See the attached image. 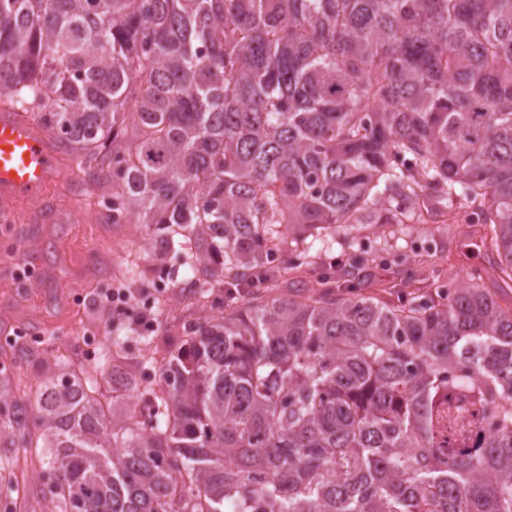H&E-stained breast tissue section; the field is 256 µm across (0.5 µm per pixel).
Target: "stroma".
Masks as SVG:
<instances>
[{"label": "stroma", "mask_w": 512, "mask_h": 512, "mask_svg": "<svg viewBox=\"0 0 512 512\" xmlns=\"http://www.w3.org/2000/svg\"><path fill=\"white\" fill-rule=\"evenodd\" d=\"M60 175L49 186L42 203L18 205L17 219L0 223V356L11 354L23 360L16 371L0 367V397L34 406L44 377L60 372L65 363L102 360L104 346L81 353L79 338L102 330L108 317L106 293L122 287L130 298L147 291L146 285L130 281L131 265L151 274L159 252L145 248L149 230L142 224H115L104 217L101 195L88 184L84 165L74 157L59 159ZM363 252L369 260L367 282L392 281L396 273L415 276L419 290L439 284L458 283L473 266L487 272V286L503 289L497 274L498 256L482 247L479 238L464 229V216L453 208H440L425 222L408 225L392 234L390 225L365 224L348 234H337L326 250V265H335L350 250ZM191 302L164 312L148 309V324L134 323L124 345L137 355L141 333L154 325L166 334L175 324L197 319ZM24 332L41 336L39 351L6 347L7 336ZM50 465L38 448H13L0 439V512H46L51 494L41 475Z\"/></svg>", "instance_id": "stroma-1"}]
</instances>
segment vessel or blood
Returning a JSON list of instances; mask_svg holds the SVG:
<instances>
[{"label": "vessel or blood", "mask_w": 512, "mask_h": 512, "mask_svg": "<svg viewBox=\"0 0 512 512\" xmlns=\"http://www.w3.org/2000/svg\"><path fill=\"white\" fill-rule=\"evenodd\" d=\"M58 171L50 136L26 114L0 111V220L14 219L17 201L40 200Z\"/></svg>", "instance_id": "vessel-or-blood-1"}]
</instances>
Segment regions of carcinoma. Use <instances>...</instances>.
Returning a JSON list of instances; mask_svg holds the SVG:
<instances>
[{
  "label": "carcinoma",
  "instance_id": "1",
  "mask_svg": "<svg viewBox=\"0 0 512 512\" xmlns=\"http://www.w3.org/2000/svg\"><path fill=\"white\" fill-rule=\"evenodd\" d=\"M0 105L227 306L50 377L54 512H512V306L469 269L399 301L308 238L469 213L512 281V0H0ZM147 364L148 417L101 400ZM487 374L478 387L473 373ZM123 452L114 454L113 449Z\"/></svg>",
  "mask_w": 512,
  "mask_h": 512
}]
</instances>
